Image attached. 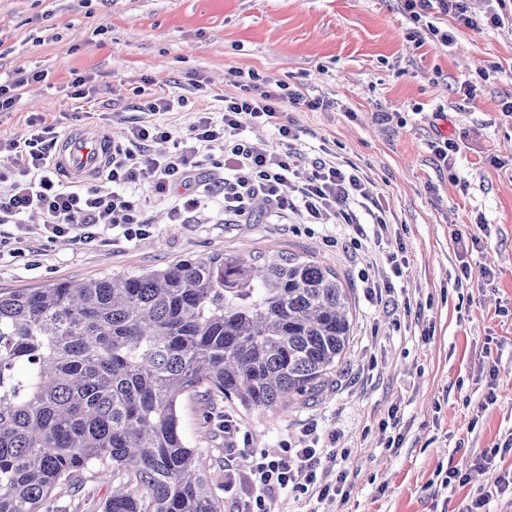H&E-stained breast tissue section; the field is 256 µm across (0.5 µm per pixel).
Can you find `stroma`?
Masks as SVG:
<instances>
[{"mask_svg": "<svg viewBox=\"0 0 512 512\" xmlns=\"http://www.w3.org/2000/svg\"><path fill=\"white\" fill-rule=\"evenodd\" d=\"M505 13L496 28L455 27L457 42L445 50L409 39L397 0H0V79L19 70L44 76L0 114V136L93 126L119 137L141 118L144 98L185 97L190 108L160 116L179 136L194 113L219 111L255 72L327 101L316 111L285 106L281 120L299 130L305 152L327 149L364 167L400 232L355 256L327 247L323 227L300 209L240 224L211 203L190 223L173 224L167 203L150 197L149 238L130 242L116 229L89 244H50L29 235L18 251L0 248V288L133 274L230 249L313 256L341 277L353 310L349 348L328 386L284 410L213 408L200 396L180 404L184 434L206 458L224 512L254 494L231 447L273 456L311 427L326 454L340 458L350 499L321 503L315 491L286 490L267 512H465L482 494L490 512H512V487L495 484L498 472L512 470V451L495 469L473 466L512 436V116L500 107L512 96V0ZM490 64L493 76L464 101L460 83ZM79 76L89 79L84 98L72 94ZM197 77L204 90H194ZM140 86L141 97L133 93ZM382 112L391 121H380ZM441 133L463 142L451 175L427 149ZM481 218L491 234L470 261L495 278L456 284L452 233ZM396 252L408 266L383 305L368 297L358 272L376 271ZM490 342L499 351L492 365ZM392 410L401 442L389 448L380 422ZM451 470L467 473V482L441 489ZM110 492L109 481L92 478L59 495L68 512H103Z\"/></svg>", "mask_w": 512, "mask_h": 512, "instance_id": "1", "label": "stroma"}]
</instances>
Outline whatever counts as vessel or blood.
Instances as JSON below:
<instances>
[{
  "label": "vessel or blood",
  "mask_w": 512,
  "mask_h": 512,
  "mask_svg": "<svg viewBox=\"0 0 512 512\" xmlns=\"http://www.w3.org/2000/svg\"><path fill=\"white\" fill-rule=\"evenodd\" d=\"M111 161L112 137L100 129L62 137L52 155L56 172L75 184L95 181Z\"/></svg>",
  "instance_id": "vessel-or-blood-1"
}]
</instances>
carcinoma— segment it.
<instances>
[{
    "mask_svg": "<svg viewBox=\"0 0 512 512\" xmlns=\"http://www.w3.org/2000/svg\"><path fill=\"white\" fill-rule=\"evenodd\" d=\"M336 272L283 249L0 289V512H62L112 479L104 512H222L180 425L202 388L246 411L318 392L349 346ZM111 484L107 480L90 478L83 488H62L58 492L69 512H103V503L110 495Z\"/></svg>",
    "mask_w": 512,
    "mask_h": 512,
    "instance_id": "cac0c4a2",
    "label": "carcinoma"
}]
</instances>
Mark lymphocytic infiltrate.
Returning a JSON list of instances; mask_svg holds the SVG:
<instances>
[{
  "label": "lymphocytic infiltrate",
  "instance_id": "f902f5d3",
  "mask_svg": "<svg viewBox=\"0 0 512 512\" xmlns=\"http://www.w3.org/2000/svg\"><path fill=\"white\" fill-rule=\"evenodd\" d=\"M397 2L411 24L410 39L449 48L456 36L435 24V15L472 30L490 28L502 23L505 0H486L480 15L470 11L467 0ZM288 104L312 111L325 106L324 100L307 97L290 84L272 85L252 74L241 81L237 97L225 100L221 117L195 113L187 133L177 137L157 120L158 114L169 111L170 100H147L141 106V120L127 126L112 147L107 175L116 186L112 192L93 184H65L52 167V141L44 133L22 141L0 137V226H13L18 242L35 233L49 241L69 237L90 243L101 228L121 229L127 241L136 242L149 237L152 229L139 196L146 190L170 198L168 219L173 224L186 223L189 214L212 201L225 215L246 219L262 211L281 217L303 209L309 223L351 228L349 244L357 250L396 235L381 199L366 188L364 169L326 151L310 156L298 148V129L280 121ZM272 124L281 138L278 150L262 134ZM247 128L252 136L227 135L228 130ZM167 142L172 150L153 152V145ZM18 154L25 164L15 171L9 162ZM207 167L223 170V179H200V170ZM335 466V460L324 456L314 430H307L280 455L251 458L249 475L256 495L242 501L238 512H263L266 497L296 487L301 476L319 481V500L347 501L350 493L343 480L323 478Z\"/></svg>",
  "mask_w": 512,
  "mask_h": 512
}]
</instances>
